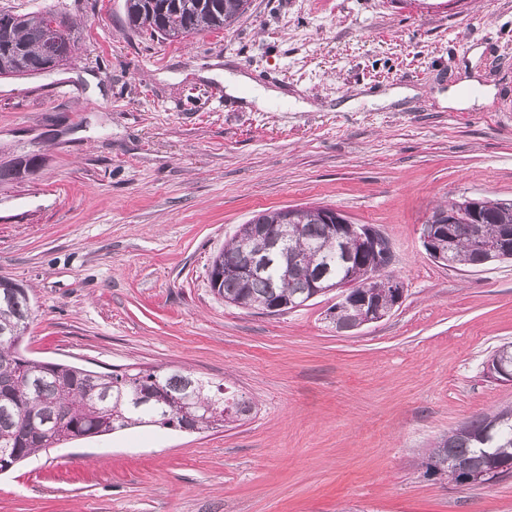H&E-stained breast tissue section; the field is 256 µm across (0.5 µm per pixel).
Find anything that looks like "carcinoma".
I'll list each match as a JSON object with an SVG mask.
<instances>
[{"label":"carcinoma","mask_w":512,"mask_h":512,"mask_svg":"<svg viewBox=\"0 0 512 512\" xmlns=\"http://www.w3.org/2000/svg\"><path fill=\"white\" fill-rule=\"evenodd\" d=\"M250 8V0H124V14L133 33H150L165 41L184 40L202 30H221ZM75 26L54 9L19 13L0 9V78H23L69 63L76 47ZM38 166V156L20 154L16 163L0 166V181L21 182V169ZM464 211L455 219L448 266L477 268L488 264L487 251L477 239H496L499 225L512 224V203L490 201L479 217ZM288 224V257L281 266L270 255L271 266L248 279L227 275L224 268L242 260L243 248L264 252L267 239L251 235L247 225L224 244L213 258L210 287L224 302L245 309L268 310L302 306L309 297L311 279L364 284L372 268L360 254L352 233L334 240L320 214L311 209L289 216L283 210L265 212L252 224ZM32 307L26 290L9 291L0 282V453L18 459L60 448L79 438L98 437L103 426L115 430L144 425L185 430L213 427L216 416L239 421L252 410L242 398L224 396V385L203 383L180 370L154 369L97 371L68 363L27 357L21 345ZM357 310L342 308L329 315L338 331L356 328ZM189 402L190 417L181 414ZM429 471L456 468L484 475L489 481L512 470V408L505 407L471 419L440 438L432 448Z\"/></svg>","instance_id":"carcinoma-1"}]
</instances>
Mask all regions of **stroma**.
Here are the masks:
<instances>
[{
  "label": "stroma",
  "mask_w": 512,
  "mask_h": 512,
  "mask_svg": "<svg viewBox=\"0 0 512 512\" xmlns=\"http://www.w3.org/2000/svg\"><path fill=\"white\" fill-rule=\"evenodd\" d=\"M66 5L71 63L0 79V278L27 289L28 356L185 370L253 402L199 432L79 440L0 476V512H512V472L460 485L434 442L512 405V260L450 268L435 207L512 201V0H251L181 43L128 32L123 0ZM281 90L259 108L225 70ZM474 97L467 107L453 97ZM323 205L389 240L401 306L336 331V292L278 314L224 302L216 253L267 210ZM22 153V154H21ZM20 156L16 158V163H9L8 165L0 166V181H12V182H21L23 178L21 177V168L24 165V172L29 168H35L38 166V156L36 155H28L23 152H20Z\"/></svg>",
  "instance_id": "obj_1"
}]
</instances>
